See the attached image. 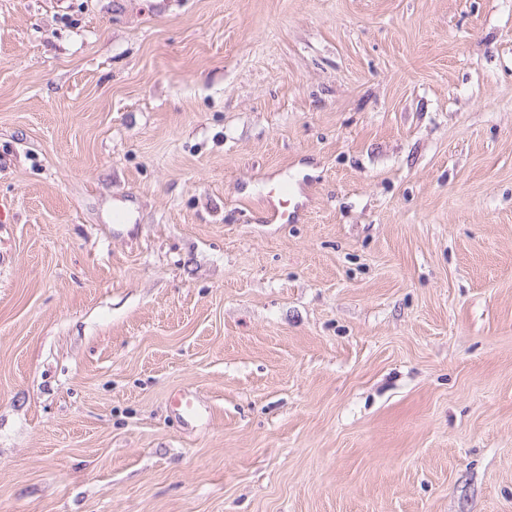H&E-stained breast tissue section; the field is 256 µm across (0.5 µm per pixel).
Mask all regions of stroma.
Returning a JSON list of instances; mask_svg holds the SVG:
<instances>
[{
  "instance_id": "obj_1",
  "label": "stroma",
  "mask_w": 512,
  "mask_h": 512,
  "mask_svg": "<svg viewBox=\"0 0 512 512\" xmlns=\"http://www.w3.org/2000/svg\"><path fill=\"white\" fill-rule=\"evenodd\" d=\"M0 512H512V0H0Z\"/></svg>"
}]
</instances>
